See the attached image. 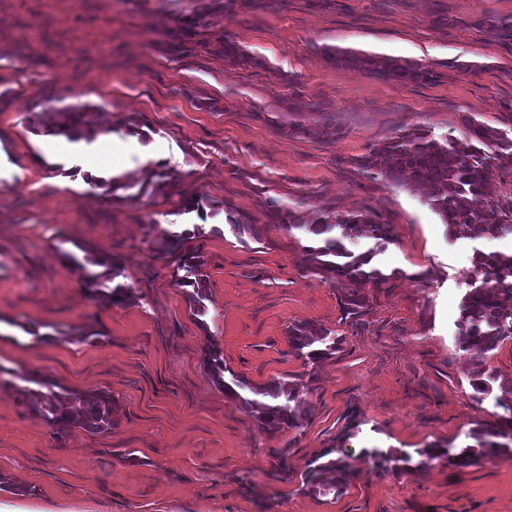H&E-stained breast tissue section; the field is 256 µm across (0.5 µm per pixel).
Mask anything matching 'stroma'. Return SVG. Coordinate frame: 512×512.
Returning <instances> with one entry per match:
<instances>
[{"label": "stroma", "mask_w": 512, "mask_h": 512, "mask_svg": "<svg viewBox=\"0 0 512 512\" xmlns=\"http://www.w3.org/2000/svg\"><path fill=\"white\" fill-rule=\"evenodd\" d=\"M0 0V366L112 398V428L53 431L0 391V505L10 512H512V456L457 467L434 461L395 477L364 448L461 444L493 398L476 402L460 351L458 305L472 245L449 237L423 201L354 159L421 126L461 136L462 115L512 128V40L489 23L512 0ZM260 59L233 66L225 41ZM325 45L407 60L430 82H401L324 60ZM89 105L113 135L127 120L152 132L138 175L165 169L214 208L190 241L208 275L205 315L189 308L176 255L159 244L184 222L174 190L107 198L70 176L66 142L33 138L43 99ZM304 131L283 130L287 120ZM341 137H333V130ZM71 177L73 189L60 190ZM377 212L395 241L380 254L403 270L369 290L345 321L341 288L303 269L299 231L272 211ZM252 218L258 235L230 217ZM114 255L133 298H92L62 251ZM422 272L425 282L409 281ZM307 321L343 336L310 370L288 344ZM251 384H298L301 427L270 434L207 373L205 347ZM284 448L291 480L268 481ZM351 456L339 493L302 487L312 456Z\"/></svg>", "instance_id": "obj_1"}]
</instances>
